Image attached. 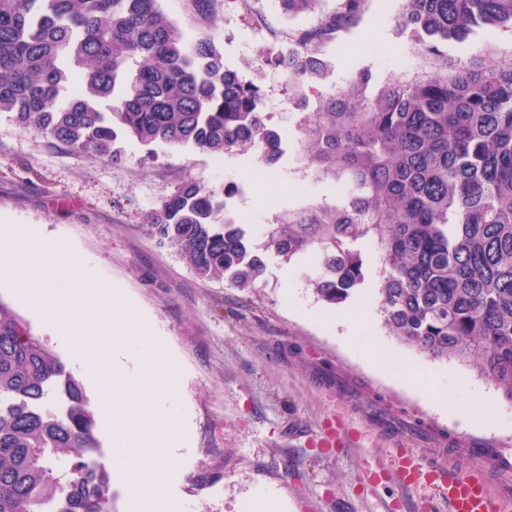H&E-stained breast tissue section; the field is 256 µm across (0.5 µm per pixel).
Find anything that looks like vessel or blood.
Here are the masks:
<instances>
[{
    "label": "vessel or blood",
    "instance_id": "obj_1",
    "mask_svg": "<svg viewBox=\"0 0 512 512\" xmlns=\"http://www.w3.org/2000/svg\"><path fill=\"white\" fill-rule=\"evenodd\" d=\"M403 485L424 484L448 501V512H512L511 497H494L486 475H458L424 462L419 451L400 455L394 469Z\"/></svg>",
    "mask_w": 512,
    "mask_h": 512
}]
</instances>
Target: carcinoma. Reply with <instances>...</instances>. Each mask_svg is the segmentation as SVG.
<instances>
[{"label":"carcinoma","mask_w":512,"mask_h":512,"mask_svg":"<svg viewBox=\"0 0 512 512\" xmlns=\"http://www.w3.org/2000/svg\"><path fill=\"white\" fill-rule=\"evenodd\" d=\"M320 0H278L290 16ZM366 0H337L318 26L258 67L288 75L303 170L336 188L264 225L212 223L214 192L181 183L146 216L201 280L256 286L266 258L300 261L332 306L373 288L388 335L432 360L469 362L512 404V56L475 44L465 61L444 47L483 29L512 32V0H402L394 30L432 64L374 89L368 69L309 112L305 88L332 65L318 46ZM259 84L224 63L211 37L193 42L159 0H0V112L71 152L125 161L117 141L195 146L222 156L281 154ZM83 381L0 298V512H112L108 471ZM66 459L63 468L57 461Z\"/></svg>","instance_id":"obj_1"}]
</instances>
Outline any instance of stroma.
<instances>
[{"label":"stroma","instance_id":"obj_1","mask_svg":"<svg viewBox=\"0 0 512 512\" xmlns=\"http://www.w3.org/2000/svg\"><path fill=\"white\" fill-rule=\"evenodd\" d=\"M159 6L186 38L214 37L227 65L259 80L268 123L283 135L277 163L263 164L249 150L217 158L193 146L125 139L126 161L115 166L67 151L1 112L0 215L71 247L105 286L123 288L164 337L181 369L179 399L190 414L186 445L170 470L174 496L187 512H242L259 488L282 500L287 512H406L410 502L418 512H448L430 488H405L391 478L392 459L405 448L420 449L457 474L484 472L493 496L512 494V404L475 367L431 360L388 336L370 294L332 307L300 278L297 300L287 299L286 264L274 257L251 293L199 280L144 221L187 180L223 198L216 223L249 225L257 239L285 210L335 196L334 186L313 184L297 162L302 113L288 76L269 69L259 75L247 63L259 50L287 46L297 30L317 25L336 0H320L296 18L285 15L278 0H213L205 15L193 0H159ZM400 7V0H367L352 24L321 44L332 71L308 90L310 101L344 87L362 68L380 86L398 68L428 69L427 60L407 56L394 32ZM0 299L80 374L75 350L3 280ZM305 307L336 322V329L304 317ZM360 309L365 316L357 333L376 345L371 363L341 340L344 317ZM417 370L465 381L498 425L465 428L448 420L398 381V372Z\"/></svg>","mask_w":512,"mask_h":512}]
</instances>
